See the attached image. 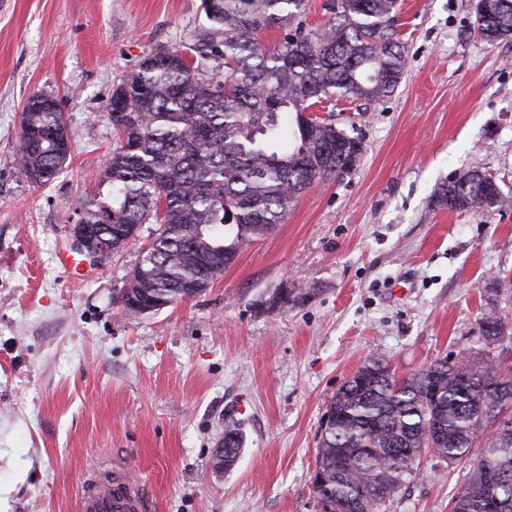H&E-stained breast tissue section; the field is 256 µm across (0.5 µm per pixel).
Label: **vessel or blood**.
Wrapping results in <instances>:
<instances>
[{"label":"vessel or blood","instance_id":"vessel-or-blood-1","mask_svg":"<svg viewBox=\"0 0 512 512\" xmlns=\"http://www.w3.org/2000/svg\"><path fill=\"white\" fill-rule=\"evenodd\" d=\"M58 267L74 277L87 273L86 259L68 249L54 257ZM149 498L144 483L131 476L120 459L102 461L89 473L80 496V512H148Z\"/></svg>","mask_w":512,"mask_h":512}]
</instances>
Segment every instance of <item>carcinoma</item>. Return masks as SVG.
<instances>
[{
  "label": "carcinoma",
  "instance_id": "carcinoma-1",
  "mask_svg": "<svg viewBox=\"0 0 512 512\" xmlns=\"http://www.w3.org/2000/svg\"><path fill=\"white\" fill-rule=\"evenodd\" d=\"M475 17L490 43L512 38V0H481ZM399 0H336L322 30L288 28L305 0H202L207 24L193 40L145 56L113 86L106 106L115 147L97 194L76 219L112 240V251L158 228L120 289L123 312L138 316L204 292L240 249L284 222L294 201L329 174L350 171L336 153L360 139L311 108L342 100L362 109L391 94L405 70L396 30ZM281 27L272 48L258 34ZM66 128L55 97L24 106L17 151L22 174L42 187L63 173L65 141H31ZM492 175L470 170L442 183L435 203L452 211L497 206ZM506 321L480 319L486 344ZM512 403V374L487 355L437 359L406 378L371 357L326 405L314 497L332 512H384L417 454L464 463L455 512H512V427L474 448L477 432ZM224 469L239 459L242 435L224 424Z\"/></svg>",
  "mask_w": 512,
  "mask_h": 512
}]
</instances>
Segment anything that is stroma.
Returning <instances> with one entry per match:
<instances>
[{
  "label": "stroma",
  "mask_w": 512,
  "mask_h": 512,
  "mask_svg": "<svg viewBox=\"0 0 512 512\" xmlns=\"http://www.w3.org/2000/svg\"><path fill=\"white\" fill-rule=\"evenodd\" d=\"M474 0H402L406 68L357 111L319 108L361 138L356 166L308 189L194 299L130 318L118 301L154 225L81 281L53 261L115 146L106 105L148 53L189 41L201 0H0V512H78L86 470L114 456L151 512H315L311 477L330 397L368 358L404 378L444 356L512 362V40L474 30ZM60 103L64 172H20L21 112ZM496 177L494 208L437 206L440 183ZM289 282L306 299L261 301ZM238 462L214 471L224 422ZM463 465L416 461L385 512H450ZM506 323L507 321H505L502 316L498 315L497 313H486L482 316L478 323L479 335L481 338H483L486 344L490 345L500 338L501 329L499 325L503 328H507Z\"/></svg>",
  "instance_id": "stroma-1"
}]
</instances>
